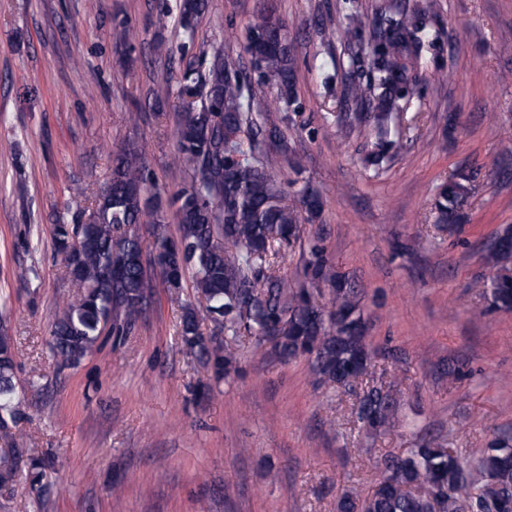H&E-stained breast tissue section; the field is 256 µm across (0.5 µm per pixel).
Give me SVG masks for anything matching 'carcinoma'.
<instances>
[{
  "label": "carcinoma",
  "mask_w": 512,
  "mask_h": 512,
  "mask_svg": "<svg viewBox=\"0 0 512 512\" xmlns=\"http://www.w3.org/2000/svg\"><path fill=\"white\" fill-rule=\"evenodd\" d=\"M208 0H181L183 34L195 37L194 20ZM397 0H382L376 14L384 21L366 43L350 47L351 60H370L367 81H353L347 95L356 111L349 128L374 132L365 163L374 173L399 148L404 112L408 111L409 76L418 67L425 44L434 34L419 27ZM247 52L264 85L278 88L285 106L296 89L293 46L276 5L263 4L248 28ZM183 92L203 93L187 101L177 116L176 161L190 180L168 202L149 193L153 182L142 153L124 147L112 155L107 185L88 208L82 224L54 225V243L62 255L75 302L65 304L52 323L51 348L58 363L74 366L102 335H129L142 318L156 288V264L164 265L162 282L178 293L191 283L199 305L187 307L179 336L187 353L205 361L216 380L238 372L239 343L248 338L268 346L283 359L309 356L315 374L346 392H361L355 421L372 435L385 424L392 398L372 371L366 326L358 312L357 292L332 270V257L321 239L308 241L304 275L296 285L271 272L281 252L294 247L303 233L301 213L319 216L322 201L305 186L289 202L271 176L261 145L270 140L287 148L278 119H260L258 94L248 72L220 48L212 49L202 72L183 74ZM472 174H455L440 185L434 228L457 225ZM174 210L178 234L168 232L166 208ZM149 225L152 250L145 248L140 225ZM498 268L486 294L495 309H512V228L498 232L488 249ZM329 288L331 307L319 306L314 291ZM210 320L215 333L200 329ZM15 353L11 337L0 331V430L18 415L14 384ZM45 460L32 459L27 469L31 490H43ZM380 480L364 495L346 490L337 512H512V441L493 440L474 460L456 448L423 442L403 456L386 455L378 466Z\"/></svg>",
  "instance_id": "1"
}]
</instances>
